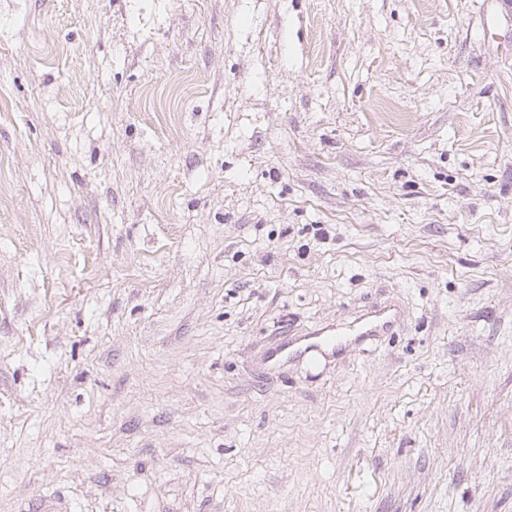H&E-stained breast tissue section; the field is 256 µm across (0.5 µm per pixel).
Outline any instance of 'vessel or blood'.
Here are the masks:
<instances>
[{
	"instance_id": "b4317fda",
	"label": "vessel or blood",
	"mask_w": 512,
	"mask_h": 512,
	"mask_svg": "<svg viewBox=\"0 0 512 512\" xmlns=\"http://www.w3.org/2000/svg\"><path fill=\"white\" fill-rule=\"evenodd\" d=\"M400 320L398 304L378 305L355 315L349 323L329 325L278 343L266 351L262 364L274 372L292 363L324 368L359 344L392 335Z\"/></svg>"
}]
</instances>
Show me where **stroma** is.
Returning <instances> with one entry per match:
<instances>
[{
	"instance_id": "1",
	"label": "stroma",
	"mask_w": 512,
	"mask_h": 512,
	"mask_svg": "<svg viewBox=\"0 0 512 512\" xmlns=\"http://www.w3.org/2000/svg\"><path fill=\"white\" fill-rule=\"evenodd\" d=\"M0 100V512H512V0H0ZM400 320L398 304L378 305L355 315L347 324H332L299 337H289L266 351L262 365L274 372L282 371L291 363L326 368L329 361L344 356L359 344L391 336Z\"/></svg>"
}]
</instances>
